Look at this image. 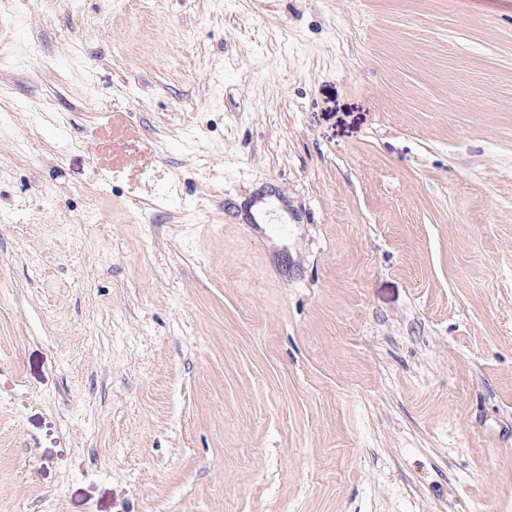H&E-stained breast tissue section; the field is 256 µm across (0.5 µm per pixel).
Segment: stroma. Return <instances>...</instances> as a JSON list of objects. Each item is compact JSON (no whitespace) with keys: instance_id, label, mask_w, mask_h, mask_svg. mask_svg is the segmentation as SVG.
I'll return each mask as SVG.
<instances>
[{"instance_id":"obj_1","label":"stroma","mask_w":512,"mask_h":512,"mask_svg":"<svg viewBox=\"0 0 512 512\" xmlns=\"http://www.w3.org/2000/svg\"><path fill=\"white\" fill-rule=\"evenodd\" d=\"M0 44V512H512V0Z\"/></svg>"}]
</instances>
